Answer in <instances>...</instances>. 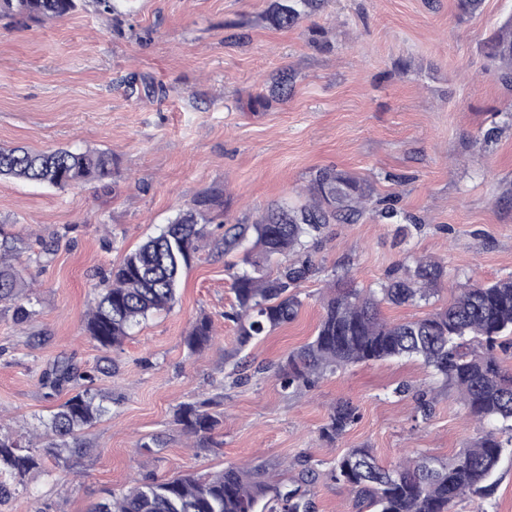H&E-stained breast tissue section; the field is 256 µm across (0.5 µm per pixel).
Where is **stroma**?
Returning <instances> with one entry per match:
<instances>
[{
	"label": "stroma",
	"mask_w": 512,
	"mask_h": 512,
	"mask_svg": "<svg viewBox=\"0 0 512 512\" xmlns=\"http://www.w3.org/2000/svg\"><path fill=\"white\" fill-rule=\"evenodd\" d=\"M268 5L137 0L130 18L90 5L53 21H0V147L106 148L117 165L111 182L64 191L0 180V224L34 251L58 242L47 264L24 273L23 294L38 317L19 326L0 305V429L42 432L66 398L40 382L56 360L85 369L100 362L81 317L104 272L198 196L221 195L229 206L225 223L207 225L174 307L112 352L111 374L96 382L111 394L112 411L85 429L77 468L46 461L27 475L23 496L0 501V512H87L138 480L230 465L260 468L288 488L314 470L315 512H357L349 491L324 478L346 449L369 446L390 465L413 452L449 459L477 440L456 390L419 361L328 372L289 395L276 372L314 335L321 301L342 277L375 288L415 258L442 261L448 277L429 304L383 305L385 317L402 320L448 304L460 283L512 275V90L482 52L512 0H484L467 17L454 0H326L287 30L262 22ZM284 72L287 99L256 103ZM154 86L163 95L151 94ZM491 129L495 139L484 141ZM322 168L367 180L376 200L413 221L389 224L370 212L328 225L296 319L248 348L244 356L261 372L233 383L228 373L242 355L227 314L239 255L225 252V227L252 223L276 202H299ZM203 314L217 341L192 355L183 338ZM403 382L412 393L395 394ZM419 389L434 402L426 420L416 416ZM204 399L224 426L196 448L173 414ZM344 400L360 419L326 442L328 411ZM455 512H512V447L491 495L463 499Z\"/></svg>",
	"instance_id": "obj_1"
}]
</instances>
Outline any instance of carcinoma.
<instances>
[{
    "mask_svg": "<svg viewBox=\"0 0 512 512\" xmlns=\"http://www.w3.org/2000/svg\"><path fill=\"white\" fill-rule=\"evenodd\" d=\"M95 5L102 13L117 12V0H0V20H57ZM323 0H277L264 14L271 27H294L310 17ZM487 57L497 64L500 80L512 85V16L485 42ZM115 160L101 149L60 147L33 151L0 147V178H11L63 190L89 180L112 179ZM298 206H271L251 224H235L224 232V252H242L243 268L231 274L236 305L229 317L237 325L243 348L293 321L302 301L298 288L311 273V251L329 224H355L369 211L371 190L360 178L330 168L318 170ZM224 201L203 196L180 211L159 235L148 238L112 268L105 288L84 318V331L101 350L119 347L132 330L177 298L178 285L190 267L206 225L225 215ZM19 238L0 225V301L13 302L18 325L39 311L16 301L24 287L15 262ZM447 276L436 260L418 259L404 273L387 276L377 288L340 283L322 303L312 340L290 353L277 372L284 393L309 388L314 378L348 366L388 359H415L446 385L454 386L466 415L483 425L501 422L511 432L512 372L502 366L499 352L512 346V276L492 282H469L458 288L446 306L422 316L391 322L381 316L384 304L430 302ZM209 317L197 318L184 344L191 354L211 346ZM42 385L64 388L70 396L45 423L39 444H23L0 432V499L24 487L26 475L51 459L64 471L74 469L83 448L82 432L107 412L112 397L95 387L96 375L71 359L56 361L42 373ZM210 401L183 403L174 423L197 438L202 448L222 424L208 411ZM357 408L339 401L328 413L320 436L335 441L359 420ZM504 443L493 432L451 459L420 454L406 463L382 465L373 449L359 446L337 457L325 473L333 484L348 487L359 506L369 512H454L465 497L485 498L503 453ZM91 512H313L301 488L285 489L257 477V470L228 466L207 475L182 474L141 482L93 506Z\"/></svg>",
    "mask_w": 512,
    "mask_h": 512,
    "instance_id": "obj_1",
    "label": "carcinoma"
}]
</instances>
